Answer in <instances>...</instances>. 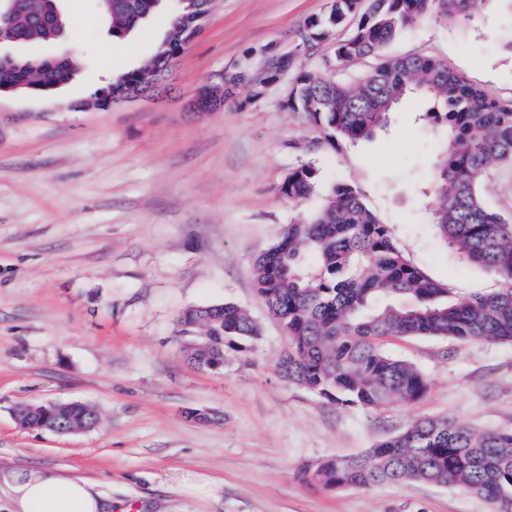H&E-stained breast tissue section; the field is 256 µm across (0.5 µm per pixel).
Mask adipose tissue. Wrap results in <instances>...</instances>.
<instances>
[{
  "label": "adipose tissue",
  "instance_id": "adipose-tissue-1",
  "mask_svg": "<svg viewBox=\"0 0 512 512\" xmlns=\"http://www.w3.org/2000/svg\"><path fill=\"white\" fill-rule=\"evenodd\" d=\"M11 512H109L92 481L26 468L10 474Z\"/></svg>",
  "mask_w": 512,
  "mask_h": 512
}]
</instances>
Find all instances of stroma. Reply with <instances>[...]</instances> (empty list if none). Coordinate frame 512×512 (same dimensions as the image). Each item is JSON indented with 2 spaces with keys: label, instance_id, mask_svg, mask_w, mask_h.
Wrapping results in <instances>:
<instances>
[{
  "label": "stroma",
  "instance_id": "1",
  "mask_svg": "<svg viewBox=\"0 0 512 512\" xmlns=\"http://www.w3.org/2000/svg\"><path fill=\"white\" fill-rule=\"evenodd\" d=\"M330 4L216 0L170 69L168 93L106 110L91 106L93 94L156 53L173 0L135 31L133 59L93 0H63L62 39L0 45L79 62L52 94L0 98L1 474L36 466L91 479L112 512H495L480 496L419 481L326 490L301 476L420 418L512 431V343L387 339L428 388L376 409L336 406L278 372L288 336L252 270L285 225L323 205L319 190L299 204L282 194L297 166L355 187L405 259L449 297L499 286L494 272L462 263L432 222L439 134L422 118L424 100L404 101L372 139L333 145L289 107L299 72L330 73L331 43L304 50L260 96L242 88L216 111H190L216 74L258 71ZM506 12L504 0H487L468 24H417L385 53L433 56L511 99ZM224 302L248 310L262 333L250 352H227L222 370L206 372L187 360L175 320ZM74 400L99 410L94 430L37 432L12 414ZM189 409L222 422L187 420Z\"/></svg>",
  "mask_w": 512,
  "mask_h": 512
}]
</instances>
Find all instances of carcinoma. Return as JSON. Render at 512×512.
<instances>
[{
	"label": "carcinoma",
	"mask_w": 512,
	"mask_h": 512,
	"mask_svg": "<svg viewBox=\"0 0 512 512\" xmlns=\"http://www.w3.org/2000/svg\"><path fill=\"white\" fill-rule=\"evenodd\" d=\"M484 0H332L331 10L304 24L305 45L329 40L332 31L354 22L333 44L342 67L354 61L380 62L356 80L300 73L289 106L325 132L356 141L386 127L388 114L416 94L431 101L424 113L446 128L438 169L433 224L458 258L497 273L501 288L488 295L448 302V289L427 278L395 246L385 224L366 208L357 190L333 185L324 208L288 224L278 241L253 266V281L270 314L288 331V351L279 372L340 407L378 408L414 402L428 381L414 364L383 349L392 336L459 341L512 342V219L491 208L484 193L496 166L512 168V99L470 82L432 56L384 58L385 46L402 30L428 19L472 20ZM12 36L17 43L55 39L69 25L51 0H12ZM112 36H128L156 11L153 0H112L99 7ZM189 35L170 20L166 41L147 62L153 74L169 70ZM75 64L61 56L24 59L5 73L20 91L47 93L72 76ZM243 84H271L263 72H232L207 87L227 98ZM317 186L309 164L292 170L282 186L300 202ZM261 328L231 302L192 306L176 320L181 341L207 336L203 348L184 347L190 362L216 371L233 349L247 353ZM99 420L84 405L47 408L29 422L34 430L90 431ZM327 488L372 487L397 480L451 486L480 495L512 512V431L478 432L446 419H422L364 452L331 456L306 470Z\"/></svg>",
	"instance_id": "obj_1"
}]
</instances>
